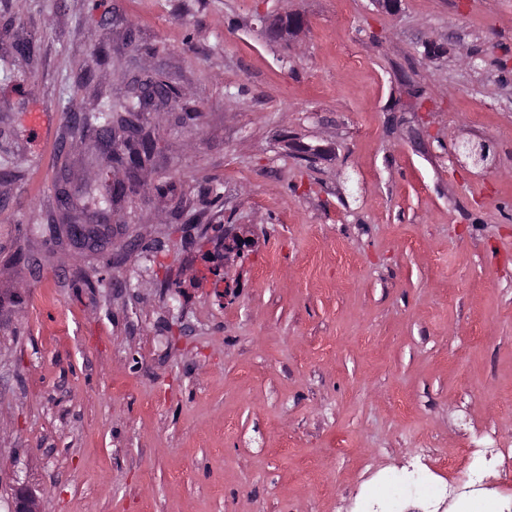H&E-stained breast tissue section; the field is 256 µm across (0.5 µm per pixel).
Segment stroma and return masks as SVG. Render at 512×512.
<instances>
[{
	"instance_id": "stroma-1",
	"label": "stroma",
	"mask_w": 512,
	"mask_h": 512,
	"mask_svg": "<svg viewBox=\"0 0 512 512\" xmlns=\"http://www.w3.org/2000/svg\"><path fill=\"white\" fill-rule=\"evenodd\" d=\"M281 11L308 21L289 48L260 34ZM130 68L184 101L143 114L156 161L116 205L67 107ZM68 175L107 251L49 240ZM209 188L219 218L176 219ZM237 227L228 301L200 258ZM491 439L512 449V0H0V512L19 481L44 512H366L390 475L429 512L422 449L431 484L478 471L470 512H512Z\"/></svg>"
}]
</instances>
